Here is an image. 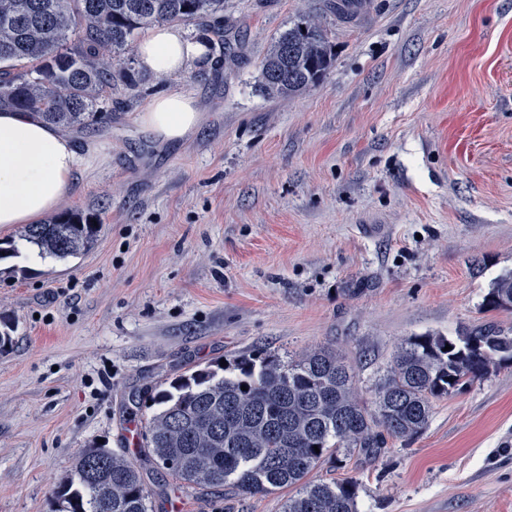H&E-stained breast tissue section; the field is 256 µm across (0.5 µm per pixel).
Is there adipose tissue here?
<instances>
[{
    "label": "adipose tissue",
    "instance_id": "ef3b65f1",
    "mask_svg": "<svg viewBox=\"0 0 512 512\" xmlns=\"http://www.w3.org/2000/svg\"><path fill=\"white\" fill-rule=\"evenodd\" d=\"M203 41L177 25L152 29L138 47V63L170 76L204 63ZM145 131L163 141L194 135L203 123L196 101L178 92L154 96L140 114ZM82 158L71 139L29 112L0 113V228L33 224L58 208L73 188Z\"/></svg>",
    "mask_w": 512,
    "mask_h": 512
}]
</instances>
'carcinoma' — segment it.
<instances>
[{
  "mask_svg": "<svg viewBox=\"0 0 512 512\" xmlns=\"http://www.w3.org/2000/svg\"><path fill=\"white\" fill-rule=\"evenodd\" d=\"M181 21L205 31L222 27L224 0H0V110L35 112L61 128L96 123L112 92L137 86V73L120 59L135 33ZM332 62L326 33L299 22L264 57L263 90L281 99L298 95ZM97 221L95 213L68 212L26 225L20 238L42 257L67 260L91 247ZM484 306L512 309V272L492 283ZM511 360L512 334L493 324L457 336H413L398 347L370 401L332 348L288 361L259 351L224 366H191L132 395L135 407L151 410L141 418L137 456L109 450L91 474L92 449L79 454L56 492L60 512H150L147 465L201 494L226 484L245 494L294 489L284 512H357V482L320 480L321 464L342 452L374 455L385 433L420 434L434 399Z\"/></svg>",
  "mask_w": 512,
  "mask_h": 512,
  "instance_id": "1",
  "label": "carcinoma"
}]
</instances>
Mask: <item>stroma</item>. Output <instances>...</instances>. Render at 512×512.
<instances>
[{
  "mask_svg": "<svg viewBox=\"0 0 512 512\" xmlns=\"http://www.w3.org/2000/svg\"><path fill=\"white\" fill-rule=\"evenodd\" d=\"M224 0L235 54L142 72L97 130L60 212L102 220L92 246L41 258L0 230V512H55L81 449L134 456L131 396L187 365L257 350H336L364 396L412 336H453L512 312L483 298L512 272V0ZM313 19L334 63L290 99L259 89L280 32ZM178 90L201 130L161 143L138 115ZM27 269L10 276L6 267ZM359 483L358 512H512V362L433 403L426 429L316 471ZM154 512H283L286 493H172Z\"/></svg>",
  "mask_w": 512,
  "mask_h": 512,
  "instance_id": "1",
  "label": "stroma"
}]
</instances>
